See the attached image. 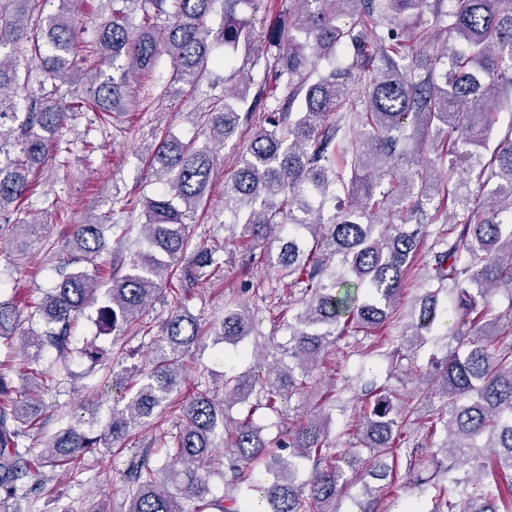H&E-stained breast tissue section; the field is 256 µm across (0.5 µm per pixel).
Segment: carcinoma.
I'll return each instance as SVG.
<instances>
[{
	"instance_id": "cac0c4a2",
	"label": "carcinoma",
	"mask_w": 512,
	"mask_h": 512,
	"mask_svg": "<svg viewBox=\"0 0 512 512\" xmlns=\"http://www.w3.org/2000/svg\"><path fill=\"white\" fill-rule=\"evenodd\" d=\"M261 0H108L109 15L95 30V56L77 51L80 28L72 0L45 13V0H0V213L28 200L32 178L56 147L70 113L81 108L66 99L86 68L95 71L86 90L93 108L123 112L131 74H151L167 56L170 80L195 91L211 78V44L235 49L250 44L242 8ZM221 10L214 30L208 19ZM430 11L453 40L449 66L422 64L411 48L425 34L409 35L404 22ZM291 21L275 19L250 71L238 69V85L224 87L204 115L205 144L166 132L151 153L161 186L140 204L147 248L112 257L111 277L101 279L107 250L104 230L122 240L129 225L76 224L68 240L73 258L59 268L58 281L35 313L52 325L45 334L21 337L25 358L55 351L64 370L75 355L105 366L111 353L96 340L72 343L75 321L100 303L103 333L138 324L179 271L180 288H192L204 273L224 272V242L243 246L244 265H264L302 288L288 317V343L272 362L257 350L248 371L224 375L217 400L198 382L182 401L175 431L160 430L152 443L167 448L158 469L147 455L126 468L128 512H254L260 495L265 512H336L349 479L341 455L360 465L363 476L394 484L404 417L396 391L370 392L356 419V441L331 452L324 413L273 438L263 435L254 413L278 411L282 391L311 384L330 345L351 332L377 330L397 311L405 283L424 261V291L412 306L407 329L377 346L399 364L413 359L439 322V296H452L458 315L455 340L467 349L433 356L427 377L448 410L422 423L425 437L442 436L431 453L435 472L448 485L433 484L430 512H512V349L498 338L509 334L495 296L508 294L512 313V125L491 153L489 137L501 112H512V0H288ZM31 50L40 61L38 90L19 99L17 55ZM262 69L260 82L252 70ZM257 86L249 95L251 86ZM283 89L277 97L274 91ZM266 113L254 129L239 165L224 182V240L192 242L187 220L207 196L216 164L214 145L231 138L241 111ZM480 168L486 208L476 206L463 174ZM438 228H433V225ZM44 225L25 217L0 226V237L20 254L35 248ZM355 286L362 295H353ZM347 292L340 294L338 289ZM19 312L0 301V337L12 339ZM258 332L245 304L225 305L214 343H237ZM201 325L181 307L170 311L160 334L150 338L148 370H135L131 388L98 419L102 405L88 400L79 419L59 429L34 453L31 437L44 414L39 396L17 392L0 373V504L18 497L25 479L44 467L78 473L86 455L123 446L132 432L151 424L181 392L185 359L202 341ZM256 398L233 421L228 405ZM492 456L480 455L478 441ZM230 449L224 495L210 494L213 472L203 468L214 449ZM367 456H362V451ZM313 464L300 479L304 463ZM484 483L470 495L473 478Z\"/></svg>"
}]
</instances>
